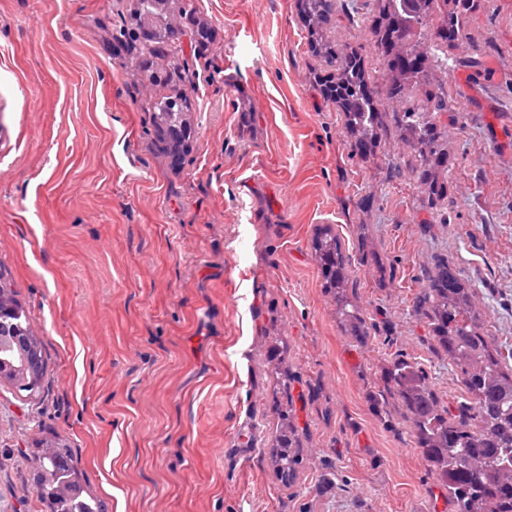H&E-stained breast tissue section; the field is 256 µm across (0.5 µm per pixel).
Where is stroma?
<instances>
[{"instance_id":"35a3bbf8","label":"stroma","mask_w":512,"mask_h":512,"mask_svg":"<svg viewBox=\"0 0 512 512\" xmlns=\"http://www.w3.org/2000/svg\"><path fill=\"white\" fill-rule=\"evenodd\" d=\"M343 3L326 31L360 51L379 109L420 106L386 93L374 0ZM193 8L170 5L174 49L152 55L128 2L0 0V274L45 359L40 395L0 383V512H50L43 442L72 449L102 512H457L383 369L419 363L441 406L466 400L416 309L440 259L512 366V0H474L435 73L446 224L393 120L373 158L356 151L299 0ZM177 82L181 156L152 122ZM325 224L360 340L322 286ZM282 410L302 442L289 483L271 463Z\"/></svg>"}]
</instances>
